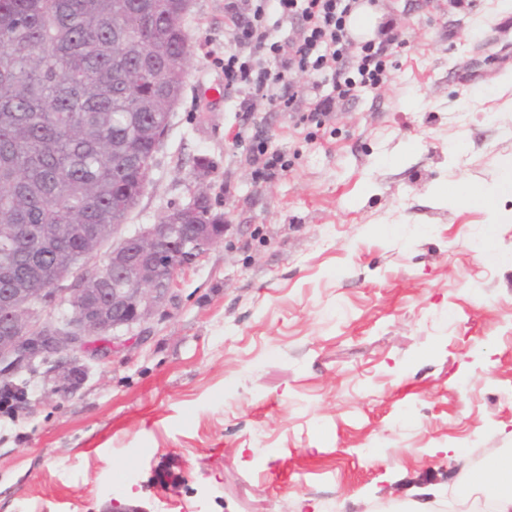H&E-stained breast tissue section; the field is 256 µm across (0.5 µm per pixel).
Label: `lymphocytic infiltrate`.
<instances>
[{
	"mask_svg": "<svg viewBox=\"0 0 512 512\" xmlns=\"http://www.w3.org/2000/svg\"><path fill=\"white\" fill-rule=\"evenodd\" d=\"M359 0H225L224 14L233 26L234 45L224 52V88L234 92L240 111H253L256 101L286 106L319 120L334 111L337 98L352 96L357 86L383 81L382 57L400 34L393 20L384 21L378 42H365L351 54L349 19ZM295 24L293 38H274L265 24L268 13ZM332 71L335 95L284 94L287 76Z\"/></svg>",
	"mask_w": 512,
	"mask_h": 512,
	"instance_id": "obj_1",
	"label": "lymphocytic infiltrate"
}]
</instances>
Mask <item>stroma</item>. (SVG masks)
Returning a JSON list of instances; mask_svg holds the SVG:
<instances>
[{"label":"stroma","instance_id":"35a3bbf8","mask_svg":"<svg viewBox=\"0 0 512 512\" xmlns=\"http://www.w3.org/2000/svg\"><path fill=\"white\" fill-rule=\"evenodd\" d=\"M376 7L402 32L386 79L318 125L210 95L232 35L224 0H193L127 229L203 192L228 230L78 387L42 365L0 408V512H446L512 456V194L439 192L512 173V63L493 59L512 0ZM262 146L285 163L269 179ZM441 193L448 199V203L454 205L466 201H479L484 205L492 206L495 198L494 192L487 191L482 187H468L461 190L451 182H448L447 185L442 187Z\"/></svg>","mask_w":512,"mask_h":512}]
</instances>
